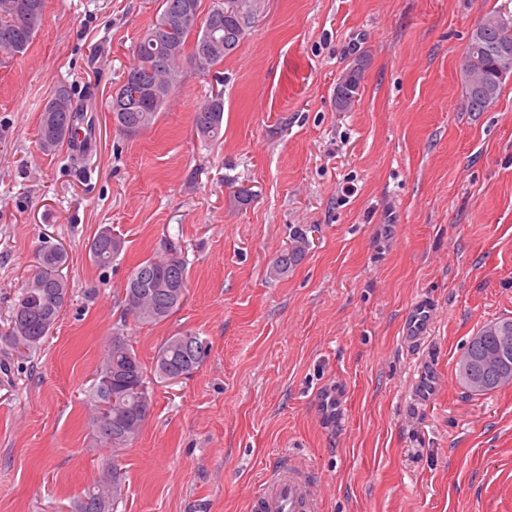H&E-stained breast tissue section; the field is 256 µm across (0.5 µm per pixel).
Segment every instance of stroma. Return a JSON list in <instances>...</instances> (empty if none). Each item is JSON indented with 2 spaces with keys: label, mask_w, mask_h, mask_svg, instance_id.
Instances as JSON below:
<instances>
[{
  "label": "stroma",
  "mask_w": 512,
  "mask_h": 512,
  "mask_svg": "<svg viewBox=\"0 0 512 512\" xmlns=\"http://www.w3.org/2000/svg\"><path fill=\"white\" fill-rule=\"evenodd\" d=\"M239 48L209 73L184 64L156 124L120 133L109 112L160 0H47L22 54L0 51V327L37 251L64 248L71 290L30 358L0 353V512H71L116 459L117 512H247L282 458L309 467L323 512H512V384L469 392L456 361L512 318V77L485 112L462 111L459 68L477 20L512 0H252ZM360 102L337 111L351 60ZM92 108L89 160L37 143L59 88ZM224 96V137L199 105ZM250 188L242 208L232 192ZM314 228L288 276L273 259ZM125 248L89 256L102 229ZM176 248L188 292L167 320L124 313L142 260ZM434 308L403 338L408 308ZM209 354L155 382L138 439L101 447L86 390L113 337L152 367L170 336ZM435 396L415 399L423 369ZM337 392L334 413L319 395ZM366 62L367 59L363 56L354 59L349 68L337 80L333 90L335 105L342 101L349 110L358 101ZM223 122L224 96L220 93L212 96L193 115V124L197 134L209 140H214L220 135ZM433 306L425 300L417 301L407 313L404 322V337L408 342H416L427 336L433 319Z\"/></svg>",
  "instance_id": "obj_1"
}]
</instances>
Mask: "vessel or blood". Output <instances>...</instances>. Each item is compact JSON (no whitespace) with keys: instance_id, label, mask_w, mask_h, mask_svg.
I'll list each match as a JSON object with an SVG mask.
<instances>
[{"instance_id":"vessel-or-blood-1","label":"vessel or blood","mask_w":512,"mask_h":512,"mask_svg":"<svg viewBox=\"0 0 512 512\" xmlns=\"http://www.w3.org/2000/svg\"><path fill=\"white\" fill-rule=\"evenodd\" d=\"M432 319V304L424 299L417 301L405 318V339H423ZM247 512H322V505L312 474L283 461L266 472L262 488L247 502Z\"/></svg>"}]
</instances>
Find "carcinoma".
<instances>
[{
  "mask_svg": "<svg viewBox=\"0 0 512 512\" xmlns=\"http://www.w3.org/2000/svg\"><path fill=\"white\" fill-rule=\"evenodd\" d=\"M28 0H0V50L13 53L27 51L42 25L44 12L36 19L28 16ZM172 0H161L155 21L144 31L133 48L130 68H139L141 78L124 84L127 100L133 103L129 112L117 113L119 130L134 135L153 126L162 104L143 95L145 84L165 79L174 85L178 68L185 60L196 63L200 38L211 22L214 11L200 17L201 30L194 26L170 21ZM238 11L223 23L218 32L225 44L221 54L205 62L206 69L222 63L247 36L250 28L251 0H237ZM507 26L512 29V16L501 12L485 14L472 29L464 48L460 77L463 89L461 108L465 112H485L499 98L503 82L512 73V52L502 56L500 48L491 43L489 35ZM367 59L360 56L337 80L333 90L334 102L342 101L352 107L360 97L361 82ZM63 111L47 118L41 113L38 144L52 153L59 147L75 145V132L92 125L84 105L74 102L71 90L60 87L56 92ZM224 96H212L193 115L197 134L213 140L222 130ZM125 241L118 235L99 232L92 240L90 252L94 263L107 267L123 251ZM308 245V230L298 226L292 233L290 245L276 256L272 264L274 275L285 277L301 261ZM66 261L64 248L49 241L43 242L35 272L25 282L11 305L7 327L0 332L5 350L23 358L39 349L57 324L69 300L68 281L62 275ZM186 264L177 256L148 257L131 272L124 289L126 311L141 324L160 323L180 307L186 291ZM184 334L166 339L159 348L153 373H148L133 346L117 336L102 356L87 390L91 425L100 442L114 450L134 442L149 415L153 400V379L170 380L174 373L190 375L208 354V345L194 337L196 347L186 349L181 344ZM121 474L116 466L105 464L104 473L91 488L71 505V512H117L121 501Z\"/></svg>",
  "mask_w": 512,
  "mask_h": 512,
  "instance_id": "carcinoma-1",
  "label": "carcinoma"
}]
</instances>
